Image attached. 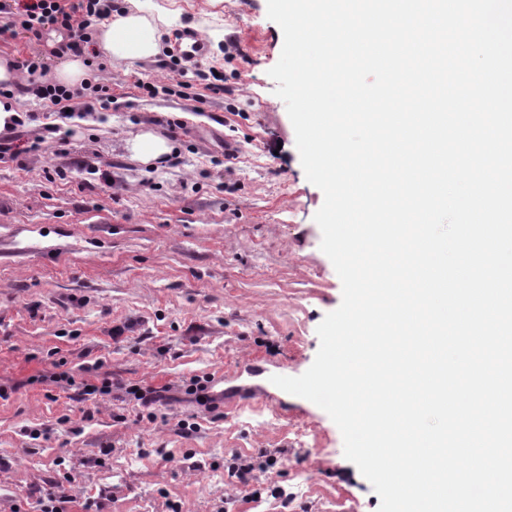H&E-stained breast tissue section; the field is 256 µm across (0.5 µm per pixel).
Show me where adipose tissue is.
Listing matches in <instances>:
<instances>
[{
  "label": "adipose tissue",
  "instance_id": "adipose-tissue-1",
  "mask_svg": "<svg viewBox=\"0 0 512 512\" xmlns=\"http://www.w3.org/2000/svg\"><path fill=\"white\" fill-rule=\"evenodd\" d=\"M161 31L152 16L143 10L114 15L92 34V48L112 62L133 64L154 58L159 49Z\"/></svg>",
  "mask_w": 512,
  "mask_h": 512
}]
</instances>
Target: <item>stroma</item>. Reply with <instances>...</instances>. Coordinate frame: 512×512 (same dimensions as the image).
<instances>
[{
  "instance_id": "1",
  "label": "stroma",
  "mask_w": 512,
  "mask_h": 512,
  "mask_svg": "<svg viewBox=\"0 0 512 512\" xmlns=\"http://www.w3.org/2000/svg\"><path fill=\"white\" fill-rule=\"evenodd\" d=\"M163 22L158 54L131 66L87 55L94 99L63 116L16 95L21 154L0 160V512H40L51 485L68 512H378L311 401L225 402L248 358L270 375L312 365L317 328L342 300L310 183L270 69L284 37L267 0H118ZM197 29L186 63L175 37ZM214 69L220 90L197 69ZM63 127V142L47 128ZM172 150L148 166L125 141L142 128ZM66 372L54 383L49 374ZM154 388L143 408L102 379ZM208 384L211 406L189 388ZM257 466L255 496L228 476Z\"/></svg>"
}]
</instances>
